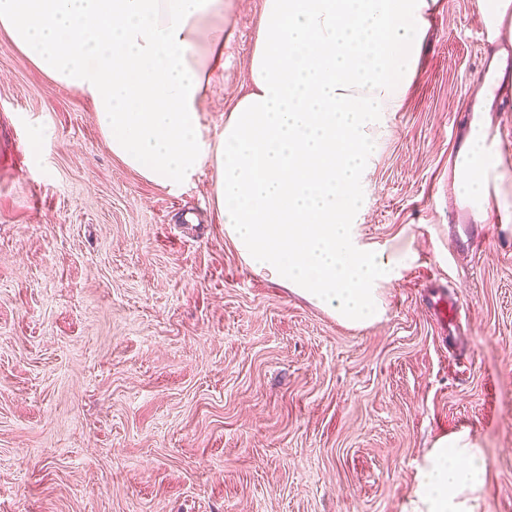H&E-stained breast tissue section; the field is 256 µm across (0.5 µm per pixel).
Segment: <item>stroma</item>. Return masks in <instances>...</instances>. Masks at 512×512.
I'll use <instances>...</instances> for the list:
<instances>
[{
    "label": "stroma",
    "mask_w": 512,
    "mask_h": 512,
    "mask_svg": "<svg viewBox=\"0 0 512 512\" xmlns=\"http://www.w3.org/2000/svg\"><path fill=\"white\" fill-rule=\"evenodd\" d=\"M262 10L224 0L207 23L208 139L248 90ZM479 25L477 0H443L375 134L356 222L411 258L363 329L251 270L211 166L173 189L129 169L0 29V512H403L424 449L464 428L482 512H512V223L460 236L448 199ZM433 288L466 309L447 344Z\"/></svg>",
    "instance_id": "35a3bbf8"
}]
</instances>
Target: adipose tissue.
I'll return each instance as SVG.
<instances>
[{"label":"adipose tissue","instance_id":"1","mask_svg":"<svg viewBox=\"0 0 512 512\" xmlns=\"http://www.w3.org/2000/svg\"><path fill=\"white\" fill-rule=\"evenodd\" d=\"M437 0H264L250 73L216 140L195 57L224 0H0V29L51 81L90 99L113 155L175 187L214 167L224 231L250 268L353 327L385 313L379 286L405 255L358 238L351 218L384 113L398 111ZM492 66L511 53L512 0H479ZM457 167L487 210V108L475 105ZM487 460L469 431L421 454L405 512H480Z\"/></svg>","mask_w":512,"mask_h":512}]
</instances>
